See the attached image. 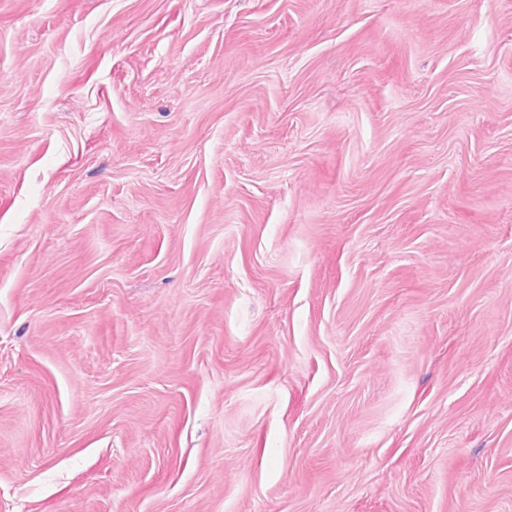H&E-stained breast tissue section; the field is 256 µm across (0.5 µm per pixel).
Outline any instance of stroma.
<instances>
[{"label": "stroma", "instance_id": "1", "mask_svg": "<svg viewBox=\"0 0 512 512\" xmlns=\"http://www.w3.org/2000/svg\"><path fill=\"white\" fill-rule=\"evenodd\" d=\"M0 512H512V0H0Z\"/></svg>", "mask_w": 512, "mask_h": 512}]
</instances>
